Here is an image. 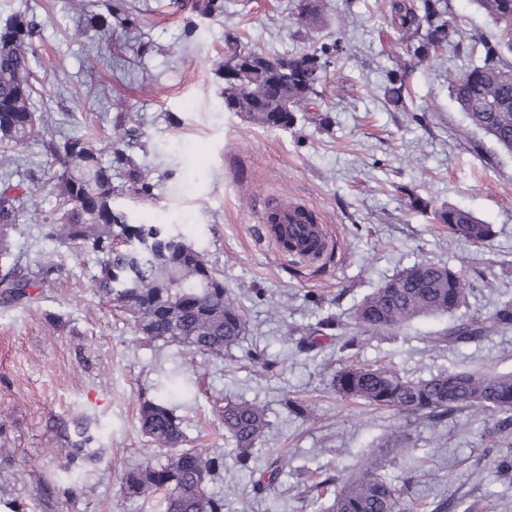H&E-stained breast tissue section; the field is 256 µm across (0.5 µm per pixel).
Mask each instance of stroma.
<instances>
[{"label": "stroma", "mask_w": 512, "mask_h": 512, "mask_svg": "<svg viewBox=\"0 0 512 512\" xmlns=\"http://www.w3.org/2000/svg\"><path fill=\"white\" fill-rule=\"evenodd\" d=\"M223 12L201 17L192 0H0V26L33 11L41 24L35 69L45 83L36 98L48 123L15 146L18 177L28 190L9 233L13 258L53 274L30 305L0 303V512H160L158 500L121 492L125 474L164 462L139 425L141 402L163 394L181 420L190 448L222 454L213 490L227 512H320L316 487L325 475L345 481L364 458L391 455V435H408L389 475L410 512L440 500L481 512H512V479L491 462L512 452V433L497 415L470 407L436 420L348 403L332 384L348 362L386 364L427 378L463 369L512 372V328L466 346L448 343L453 318L482 319L512 299V155L471 131L450 97L463 64L433 55L418 64L400 45L384 0H320L324 22L305 30L300 0H222ZM107 17L111 36L97 29ZM243 48L291 55L341 42L319 86L326 126L298 119L265 128L224 109L229 38ZM405 66L413 103L395 111L383 100L387 70ZM91 135L103 159L118 147L133 157L149 194L131 190L115 171L114 210L130 223L170 225L224 278L244 307L246 330L224 357L183 364L181 347L151 341L96 291L93 256L44 234L56 199L28 161L47 163L50 137ZM408 193H400V186ZM470 211L492 225L489 246L453 240L415 209ZM298 199L326 220L334 248L310 264L280 256L261 238L258 205ZM432 261L461 269L474 288L455 317H420L400 331L360 332L353 312L364 296L405 268ZM334 324L320 346L301 342L323 320ZM270 369H262L261 361ZM310 407L288 413L286 400ZM224 400L263 408L269 422L250 470L214 410ZM87 423L94 449L77 466L75 490L56 482L61 428ZM274 483L252 484L270 467ZM25 468L26 478L14 473Z\"/></svg>", "instance_id": "1"}]
</instances>
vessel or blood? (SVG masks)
Masks as SVG:
<instances>
[{
	"mask_svg": "<svg viewBox=\"0 0 512 512\" xmlns=\"http://www.w3.org/2000/svg\"><path fill=\"white\" fill-rule=\"evenodd\" d=\"M261 222L263 240L277 251L286 250L314 262L333 248L326 225L301 201L280 200L269 204Z\"/></svg>",
	"mask_w": 512,
	"mask_h": 512,
	"instance_id": "obj_1",
	"label": "vessel or blood"
}]
</instances>
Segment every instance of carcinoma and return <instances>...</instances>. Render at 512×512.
<instances>
[{"label": "carcinoma", "mask_w": 512, "mask_h": 512, "mask_svg": "<svg viewBox=\"0 0 512 512\" xmlns=\"http://www.w3.org/2000/svg\"><path fill=\"white\" fill-rule=\"evenodd\" d=\"M491 18L493 32L464 42L457 25L448 21V0H389L388 8L399 31L406 35L407 52L419 62L439 51L478 57V64L453 80L450 96L465 114L470 129L490 137L512 154V0H474ZM15 36L0 38V100L21 102L20 112H0V147L17 145L39 133L44 115L36 112L37 94L32 61L40 35L35 15L15 14L5 22ZM249 66L250 94L224 100V110L240 112L267 128L288 129L297 112L314 104L317 83L306 74L327 67L326 50L303 51L288 67V85L279 96L267 87L273 78L262 64L265 54L229 48ZM384 101L408 110L405 72L387 76ZM45 152L51 163L45 173L56 195V213L46 235L68 248L86 250L96 257L98 291L124 313L138 332L152 341L175 343L192 366L198 355L222 357L237 346L245 331L242 304L224 289V280L203 256L165 224H131L112 207V167L125 168L127 182L141 192V175L122 149L105 162L90 138L49 140ZM12 157L0 155V256L10 255L9 231L23 208L24 187L12 182ZM432 219L454 239L485 245L492 227L457 207L431 210ZM43 275H33L15 262L0 268V302L14 304L38 298ZM472 288L461 271L435 262L415 263L366 296L355 312L365 332L394 331L409 321L437 314L452 315ZM512 324V301L500 303L482 320H461L448 328V342L470 344L492 330ZM336 393L344 400L392 410L400 415L434 420L466 407L478 406L504 416L503 432L512 428V374L462 370L412 379L385 366L350 363L336 371ZM224 432L238 451L240 470L249 469L255 446L266 436L269 421L264 410L243 400L225 401L219 409ZM142 432L158 448L167 450L165 461L146 464L126 473L123 493L129 499L162 496L164 512H224V498L210 485L224 473V457L207 449L184 448L180 419L164 396L144 400L139 409ZM77 439L65 436L57 449L64 459L61 470L72 473L87 454L85 430ZM385 460L366 459L354 477L329 492L335 478L318 483L330 493L323 512H398L395 489L384 475Z\"/></svg>", "instance_id": "cac0c4a2"}]
</instances>
